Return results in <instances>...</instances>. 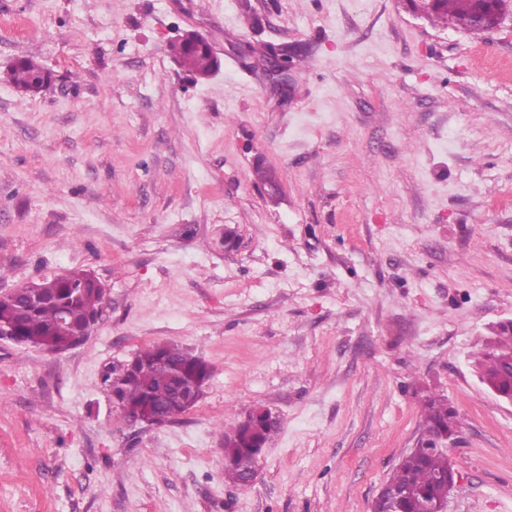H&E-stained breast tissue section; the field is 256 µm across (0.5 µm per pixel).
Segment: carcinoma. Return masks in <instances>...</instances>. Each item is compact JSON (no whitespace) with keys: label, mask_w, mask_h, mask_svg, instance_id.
Listing matches in <instances>:
<instances>
[{"label":"carcinoma","mask_w":512,"mask_h":512,"mask_svg":"<svg viewBox=\"0 0 512 512\" xmlns=\"http://www.w3.org/2000/svg\"><path fill=\"white\" fill-rule=\"evenodd\" d=\"M415 11L425 10L435 24H452L468 30L471 26L474 0H410ZM43 66L31 59L14 64L10 81L19 89L26 88L34 74ZM35 288L38 300L29 298ZM104 292L86 280V272L71 271L32 282L19 289L9 304L10 314L22 344L51 353H62L86 340L84 333L88 319L103 313ZM68 312V329L57 325L60 307ZM512 361V330L502 325L487 341L476 357V368L488 387L512 390V375L508 365ZM207 363L182 347L170 342H157L136 353L135 366L130 371L115 367L103 379L112 389V377L118 379V391L129 414L149 412L170 417L181 406V398L192 394L201 398L205 393L198 378L204 377ZM456 426L448 407L439 399L427 404L424 437L444 436L453 439ZM224 481L239 486L243 474L235 458L240 455H259L268 440L262 418L254 421L250 434L237 424L223 431ZM448 451L423 445L408 452L391 475L387 485L398 490L402 497L388 504L396 512H428L430 504L448 498Z\"/></svg>","instance_id":"obj_1"}]
</instances>
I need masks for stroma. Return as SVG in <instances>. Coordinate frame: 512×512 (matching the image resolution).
Masks as SVG:
<instances>
[{
    "label": "stroma",
    "mask_w": 512,
    "mask_h": 512,
    "mask_svg": "<svg viewBox=\"0 0 512 512\" xmlns=\"http://www.w3.org/2000/svg\"><path fill=\"white\" fill-rule=\"evenodd\" d=\"M190 32L209 77L170 52ZM22 58L52 85L16 88ZM74 270L107 289L84 343L0 341V512H371L432 395L458 427L447 512H512V404L472 367L512 321V16L0 0V292ZM166 341L206 393L128 423L101 375ZM255 407L279 426L234 486L222 428Z\"/></svg>",
    "instance_id": "obj_1"
}]
</instances>
